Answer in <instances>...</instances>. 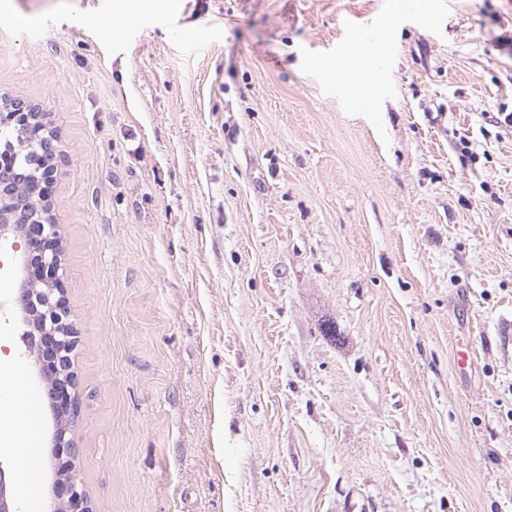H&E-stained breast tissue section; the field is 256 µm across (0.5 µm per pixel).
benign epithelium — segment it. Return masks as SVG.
<instances>
[{"mask_svg":"<svg viewBox=\"0 0 512 512\" xmlns=\"http://www.w3.org/2000/svg\"><path fill=\"white\" fill-rule=\"evenodd\" d=\"M21 128L38 144L26 165L33 178L20 191L26 177L11 155L0 157V238L11 235L14 246L23 248L24 265L31 274L15 286L13 303L20 313L30 354L37 374L46 388L55 393L56 421L52 454L64 466L55 472L52 484V512H90L87 497L74 473L75 451L68 437L70 415L78 406L71 390L74 373L70 354L77 345V332L68 322L62 288L59 224L53 221L44 186L56 180L57 166L43 163L44 157H57L58 146L46 136L45 113L20 101L0 106V135L8 137L9 127ZM0 512H19L14 482L6 461L0 459Z\"/></svg>","mask_w":512,"mask_h":512,"instance_id":"7a95c632","label":"benign epithelium"}]
</instances>
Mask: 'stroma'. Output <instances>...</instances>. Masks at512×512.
<instances>
[{
	"label": "stroma",
	"mask_w": 512,
	"mask_h": 512,
	"mask_svg": "<svg viewBox=\"0 0 512 512\" xmlns=\"http://www.w3.org/2000/svg\"><path fill=\"white\" fill-rule=\"evenodd\" d=\"M0 97L65 151L93 512H512L507 0H0Z\"/></svg>",
	"instance_id": "obj_1"
}]
</instances>
